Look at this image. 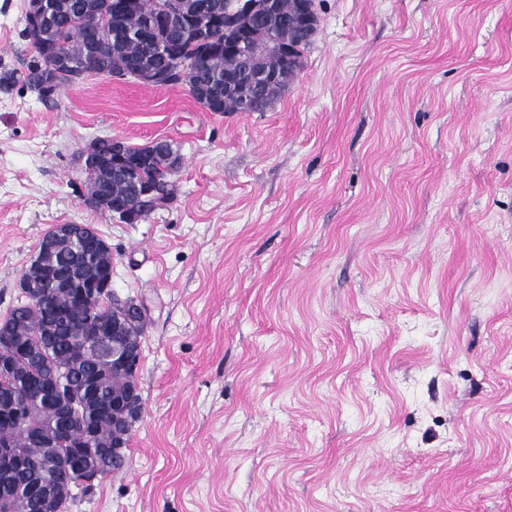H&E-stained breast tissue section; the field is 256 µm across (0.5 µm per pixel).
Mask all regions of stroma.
<instances>
[{
	"label": "stroma",
	"instance_id": "obj_1",
	"mask_svg": "<svg viewBox=\"0 0 512 512\" xmlns=\"http://www.w3.org/2000/svg\"><path fill=\"white\" fill-rule=\"evenodd\" d=\"M0 0V74L33 59ZM264 112L87 76L0 91V319L88 224L149 320L122 471L63 512H512V0H316ZM161 138L173 200L86 207L81 150ZM155 198L154 196V190L149 188L148 186H137L136 188V198L134 200L128 201L125 204L121 203H112L111 210L114 211H120L123 214V217L125 220L131 223H135L137 219L141 218V215H137L138 205L136 203H140L143 201H148L150 199ZM127 222V223H128ZM86 225L84 224H55L52 229L45 234L40 240L36 252L41 248V254L46 253L52 255L57 248V241L60 236L74 243L78 248H99L102 242L98 238L87 236L84 232ZM41 254L39 256H41Z\"/></svg>",
	"mask_w": 512,
	"mask_h": 512
}]
</instances>
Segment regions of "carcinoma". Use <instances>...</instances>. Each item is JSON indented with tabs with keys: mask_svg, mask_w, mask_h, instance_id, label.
Wrapping results in <instances>:
<instances>
[{
	"mask_svg": "<svg viewBox=\"0 0 512 512\" xmlns=\"http://www.w3.org/2000/svg\"><path fill=\"white\" fill-rule=\"evenodd\" d=\"M125 0H53V11L45 26L41 54L47 55L56 45L68 46L70 64L62 70L44 68L43 60L36 56L23 75L24 84L43 102L54 100L61 90L80 83L84 76L94 72L107 78L123 79L133 76L130 63L140 60L145 70L165 72L161 85L182 83L199 104L212 101L217 92L222 97V107L210 111H238V100L256 92L248 81L249 74L260 68L264 61L254 56L237 63L240 76L238 89L224 94V53L216 49L224 46V31L215 28L214 39L203 43L195 39L182 23L187 6L197 0H164L176 24L171 29L158 32L159 42L171 47L172 53L164 56L149 44L137 41L118 29L143 25L159 5V0H137L133 10L123 7ZM292 12L291 0H281L280 19L271 22L258 17L253 22L255 38L267 43L288 33L287 23ZM86 16H95L100 26L95 46L80 40L79 24ZM178 155L174 148L158 149L147 153L143 162L129 172L112 168L85 165L82 172L88 186L101 188L109 194H126L135 184H149L156 190L160 201L167 202L174 194L171 156ZM72 304L71 290L49 288L44 298L36 303L25 302L14 307L8 319L13 331V342L0 352V359L10 364L19 377H29L40 382L61 384L58 404L78 415L85 407L83 386L88 380L95 382L94 403L98 410L89 411L77 420L72 429V439H55L45 432L49 448L33 446L28 450L25 463L7 472L0 471V492L11 496L16 512H61L71 489L92 486L91 478L100 468L112 474L123 467L124 458L103 456L102 450L112 448L115 432L112 420L122 415V409L112 407V401L124 394L130 378L106 363L100 352L84 347L82 340L89 326L84 311L73 312L69 335L47 338L44 335L46 316L54 309H68ZM27 427L0 425V442L13 440L23 444ZM54 458L55 472L46 477L39 459L45 454ZM39 484L48 487L45 497L32 498L29 487Z\"/></svg>",
	"mask_w": 512,
	"mask_h": 512,
	"instance_id": "cac0c4a2",
	"label": "carcinoma"
}]
</instances>
